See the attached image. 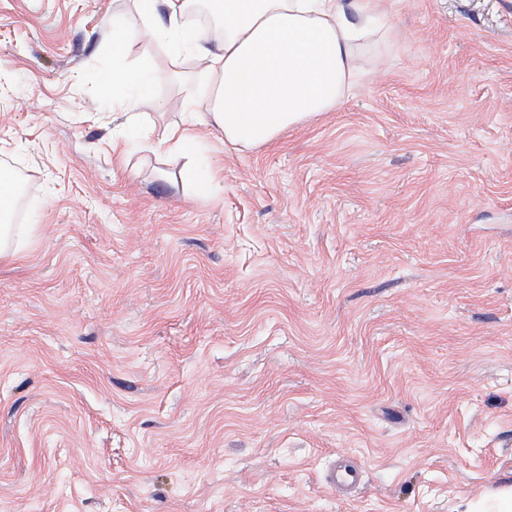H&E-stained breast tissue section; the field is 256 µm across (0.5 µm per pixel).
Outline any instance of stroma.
<instances>
[{
  "label": "stroma",
  "instance_id": "stroma-1",
  "mask_svg": "<svg viewBox=\"0 0 512 512\" xmlns=\"http://www.w3.org/2000/svg\"><path fill=\"white\" fill-rule=\"evenodd\" d=\"M335 110L211 136L94 105L131 0H0V512H466L512 486V0H381ZM359 467L329 489L338 456ZM0 225V259L14 256L18 249V241L23 236L24 228L20 224H8L3 220L4 211L1 208ZM359 480V470L337 464L329 473L330 487L341 493L350 492Z\"/></svg>",
  "mask_w": 512,
  "mask_h": 512
}]
</instances>
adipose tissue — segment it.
<instances>
[{"label": "adipose tissue", "mask_w": 512, "mask_h": 512, "mask_svg": "<svg viewBox=\"0 0 512 512\" xmlns=\"http://www.w3.org/2000/svg\"><path fill=\"white\" fill-rule=\"evenodd\" d=\"M207 2L216 22L210 32L188 25L190 0H134L136 27L125 15L112 17V71L101 78L97 99L119 110L124 126L140 124L156 82L148 65L129 73L127 40L160 43L173 77L191 60L204 80L185 97L183 122L166 127L152 151L200 152L203 129L234 147H260L332 111L361 79L358 46L384 23L375 0H356L351 15L342 0Z\"/></svg>", "instance_id": "ef3b65f1"}]
</instances>
